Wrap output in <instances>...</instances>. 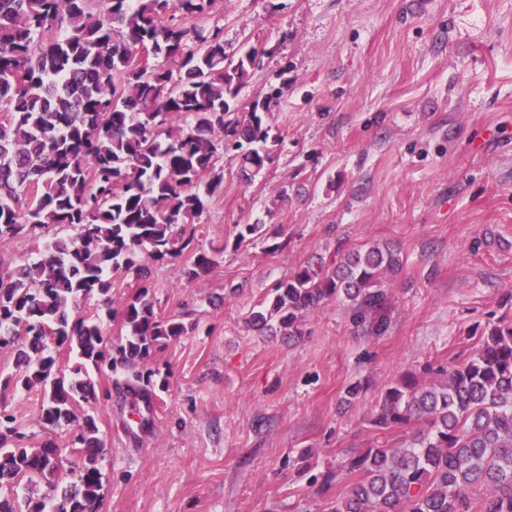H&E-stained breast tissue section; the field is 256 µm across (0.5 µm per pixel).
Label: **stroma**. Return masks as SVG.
<instances>
[{
	"mask_svg": "<svg viewBox=\"0 0 512 512\" xmlns=\"http://www.w3.org/2000/svg\"><path fill=\"white\" fill-rule=\"evenodd\" d=\"M206 24L228 51L265 50L241 101L287 69L269 118L278 140L252 180L224 160L197 232L223 250L212 273L189 284L183 262L149 265L157 313L198 328L153 356L168 386L145 432L127 435L119 398L95 407L99 512H327L352 481L322 494L314 474L411 439L369 428L385 390L408 372L435 381L433 367L512 317V0H224ZM256 223L261 235L236 246L238 225ZM373 243L403 258L383 275L382 335L340 299L310 312L299 339L249 326L300 265ZM358 380L367 391L345 403ZM40 404L31 391L7 407L24 446L51 438L65 466L80 462L71 427L44 429Z\"/></svg>",
	"mask_w": 512,
	"mask_h": 512,
	"instance_id": "1",
	"label": "stroma"
}]
</instances>
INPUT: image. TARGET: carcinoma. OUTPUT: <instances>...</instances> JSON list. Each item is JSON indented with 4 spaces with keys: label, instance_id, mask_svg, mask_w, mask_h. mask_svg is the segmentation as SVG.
<instances>
[{
    "label": "carcinoma",
    "instance_id": "1",
    "mask_svg": "<svg viewBox=\"0 0 512 512\" xmlns=\"http://www.w3.org/2000/svg\"><path fill=\"white\" fill-rule=\"evenodd\" d=\"M0 0V239L68 226L35 256L0 267V349L19 371L0 376V512H96L105 444L79 401L112 398L82 376L88 366L125 370L115 391L150 406L147 368L155 351L197 329L163 318L146 282V260L191 254L196 282L218 264L195 245L196 222L224 183V156L250 180L271 163L277 140L268 116L288 90L278 83L243 106L239 94L263 52L229 53L223 30L203 24L221 0ZM260 224H241L236 246ZM400 252L353 249L333 267L301 265L279 281L249 322L271 336L303 335L305 316L343 298L375 332L387 322L383 273L401 269ZM143 280L122 306L124 335L107 338L80 304L111 312L113 280ZM78 359L69 370L56 358ZM425 384L413 374L388 387L369 426L381 433L419 425L402 448L371 447L324 475L355 478L328 512H512V320L479 336L461 362ZM41 392L46 428L74 426L83 460L52 498H20L22 480L54 477L63 449L15 445L8 397Z\"/></svg>",
    "mask_w": 512,
    "mask_h": 512
}]
</instances>
